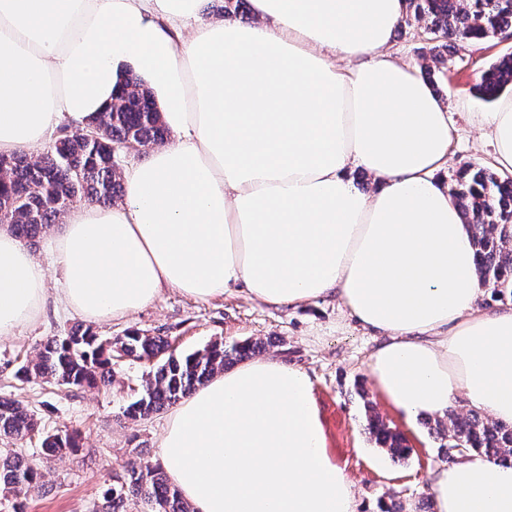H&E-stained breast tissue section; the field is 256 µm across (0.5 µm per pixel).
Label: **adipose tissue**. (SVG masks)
I'll use <instances>...</instances> for the list:
<instances>
[{
  "label": "adipose tissue",
  "mask_w": 512,
  "mask_h": 512,
  "mask_svg": "<svg viewBox=\"0 0 512 512\" xmlns=\"http://www.w3.org/2000/svg\"><path fill=\"white\" fill-rule=\"evenodd\" d=\"M200 2L0 0V155L91 127L129 68L176 134L124 170L121 201L64 215L48 241L59 301L101 322L166 288L274 308L332 298L384 333L369 373L408 421L459 402L512 423V304L482 303L474 239L437 177L448 108L389 50L405 0H250L252 22L184 34ZM479 124L512 173V98ZM48 279L0 229V338L36 320ZM160 447L194 512H356L308 374L274 356L181 401ZM431 491L435 512H512V464L464 452Z\"/></svg>",
  "instance_id": "1"
}]
</instances>
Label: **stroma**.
I'll return each mask as SVG.
<instances>
[{
  "label": "stroma",
  "mask_w": 512,
  "mask_h": 512,
  "mask_svg": "<svg viewBox=\"0 0 512 512\" xmlns=\"http://www.w3.org/2000/svg\"><path fill=\"white\" fill-rule=\"evenodd\" d=\"M512 51V40L496 37L460 48L436 74L438 93L446 101L456 129L451 158L443 180L469 164H489L494 148L477 127V115L494 111L474 90L480 70ZM78 317L48 299L35 323L16 336L0 339V396L31 408L41 433L78 431V453L45 456L39 435L22 441L0 439V450L15 449L38 465L43 486L27 494V512H99L112 492L124 463L141 457L162 464L160 439L165 414L146 420L124 417V408L142 391L151 365L145 360L116 356L112 381L74 388L41 379L16 378L17 369L35 357L53 336L64 335ZM101 338L113 339L132 331L168 337L171 349L187 354L215 340L225 344L248 338L266 345L265 353L301 366L312 389L323 426L326 449L337 466L354 481L358 512H379L381 503L395 499L407 506L431 497L430 473L442 462L440 442L423 426H410L378 391L368 370V357L377 345L376 334L342 318L333 300L295 309H275L235 291L196 301L167 289L161 297L118 321L95 323ZM372 402L381 418L400 432L411 452L392 458L377 447L364 430L363 401Z\"/></svg>",
  "instance_id": "stroma-1"
}]
</instances>
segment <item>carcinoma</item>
<instances>
[{
  "mask_svg": "<svg viewBox=\"0 0 512 512\" xmlns=\"http://www.w3.org/2000/svg\"><path fill=\"white\" fill-rule=\"evenodd\" d=\"M404 25L424 22L420 32L424 49L435 63L448 50L456 51L512 28V0H406ZM512 89V52L480 72L476 92L493 101ZM91 139L77 132L64 133L53 147L33 161L24 153L0 157V228L31 243L55 222L73 201L106 204L120 198L123 186L112 146H161L169 131L161 110L142 79L123 78L112 105L100 114ZM448 194L462 210L478 250L482 285L497 300H512V178H503L488 166L460 169ZM265 349L264 342L247 339L228 347L213 342L189 354H175L165 336L137 331L103 340L90 326L76 325L65 335L48 340L34 359L17 371L60 385L82 387L112 378L113 353L154 362L141 395L124 410L126 417L143 419L160 413L188 397L224 369ZM366 427L375 443L394 457L410 453L403 437L391 430L370 405H365ZM38 430L35 414L22 402L0 397V438L24 440ZM433 433L444 440L443 455L476 451L501 462L512 459V425L454 405L435 421ZM44 454L73 453L80 437L72 433H46ZM39 468L18 452L0 454V495L14 497L12 512H23L21 494L37 486ZM144 501L152 512H192L164 471L140 460L124 466V476L112 488L101 512H126L129 500Z\"/></svg>",
  "mask_w": 512,
  "mask_h": 512,
  "instance_id": "carcinoma-1",
  "label": "carcinoma"
}]
</instances>
